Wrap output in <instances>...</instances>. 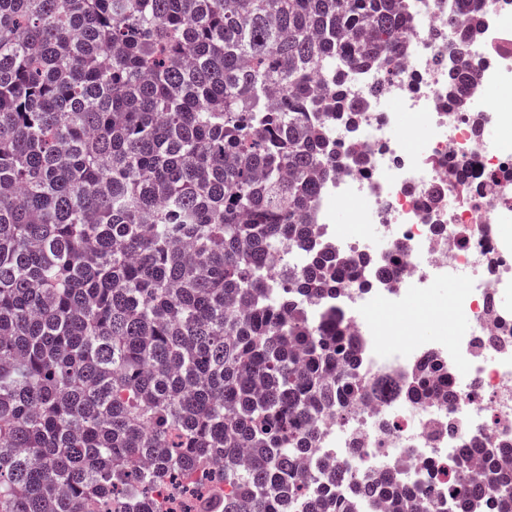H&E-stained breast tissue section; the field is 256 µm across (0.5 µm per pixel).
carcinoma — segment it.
Wrapping results in <instances>:
<instances>
[{
    "mask_svg": "<svg viewBox=\"0 0 512 512\" xmlns=\"http://www.w3.org/2000/svg\"><path fill=\"white\" fill-rule=\"evenodd\" d=\"M465 20L442 52L469 108ZM403 0H0V512H162L218 459L199 512H351L300 462L364 397L425 399L444 366L368 379L337 317L348 266L311 201L336 170L349 68L401 64ZM448 463L450 512H512V458ZM384 512L434 509L393 474ZM187 488L195 489L199 488L201 491L212 497L214 495L224 496V477L221 472L210 470V474L207 478L201 480L199 477L193 482H184Z\"/></svg>",
    "mask_w": 512,
    "mask_h": 512,
    "instance_id": "1",
    "label": "carcinoma"
}]
</instances>
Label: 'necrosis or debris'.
Wrapping results in <instances>:
<instances>
[{"label": "necrosis or debris", "instance_id": "necrosis-or-debris-1", "mask_svg": "<svg viewBox=\"0 0 512 512\" xmlns=\"http://www.w3.org/2000/svg\"><path fill=\"white\" fill-rule=\"evenodd\" d=\"M418 16L408 31L402 70L386 76L378 67L350 70L345 94L359 101L355 126L337 120L332 142L344 160L318 189L313 204L321 235L317 249L394 266L392 276L346 281L335 299L311 305L315 316L346 319L360 340L359 366L369 378H403L428 354L448 367L442 383L452 403L440 397L352 404L344 421L321 425L318 455L372 483L399 469L426 468L434 494L448 491V462L462 445L512 449V312L497 303L512 289V0H482L485 26L471 42L479 69L468 95L484 104L497 129L478 134L467 113L448 99V60L442 46L458 18V0H404ZM420 148H412L413 140ZM461 167L463 184L447 174ZM348 211L345 229L332 217ZM377 226L384 250L370 248ZM447 284L435 299L426 284ZM394 313L384 322L374 300ZM434 304L443 331L431 343L406 325L421 304Z\"/></svg>", "mask_w": 512, "mask_h": 512}]
</instances>
